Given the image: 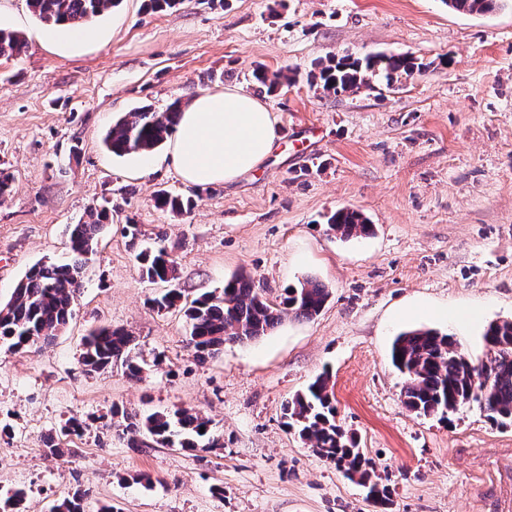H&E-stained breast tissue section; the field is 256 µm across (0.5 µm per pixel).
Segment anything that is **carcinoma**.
Here are the masks:
<instances>
[{"label":"carcinoma","instance_id":"carcinoma-1","mask_svg":"<svg viewBox=\"0 0 512 512\" xmlns=\"http://www.w3.org/2000/svg\"><path fill=\"white\" fill-rule=\"evenodd\" d=\"M31 12L45 25L62 22L84 25L102 16L120 0H27ZM448 7L468 14L492 11L499 0H445ZM27 48L22 33L0 28V57H15ZM422 70L415 59L404 55H367L363 58L343 56L320 64L323 90L341 93L367 85L374 78L387 82L408 78ZM181 102L175 101L162 113L141 109L119 118L107 132L104 144L115 156L144 154L162 145L177 125ZM156 207L175 214L188 213L194 206L190 197L162 191L155 196ZM109 220L105 208L93 207L87 219L72 225L68 247L70 260L64 263L32 267L17 283L11 297L0 303V343L14 351L45 343L66 328L72 306L82 284L87 256L95 252L98 239ZM330 229L343 237L367 235L372 225L359 211L343 208L327 218ZM142 275L150 282L163 283L167 291L152 300L162 310L176 305L182 296L178 288V269L167 250H143L136 256ZM264 289L249 275H238L224 284L221 294H204L192 300L186 310L190 323L189 345L204 361L224 351L227 344L244 345L272 333L290 313L311 319L323 309L329 292L309 278L299 286L287 288L281 301L264 297ZM485 360L474 363L458 350L452 336L430 328L400 333L394 339L391 364L405 378L403 387L406 407L423 416L441 420L471 402L480 405L487 418L498 425L512 423V321L490 324L484 332ZM135 338L121 328L102 327L87 336L80 354L88 373L121 365L132 381L143 377L144 361L135 351ZM334 394L327 373L318 375L306 391L295 395L285 407L288 426L312 442L320 458L333 463L368 489L372 503L385 509L389 505L386 486L375 480L374 464L358 448L353 437L336 424ZM112 417L118 418L120 436L131 448L142 447L147 439L155 446L182 449L222 448L220 436L211 429L210 419L187 409L156 411L142 418L117 406ZM90 427L85 420L69 419L60 434L50 435L45 452L55 457H72L75 449L63 439L80 437ZM88 490L75 489L55 503L51 512H84Z\"/></svg>","mask_w":512,"mask_h":512}]
</instances>
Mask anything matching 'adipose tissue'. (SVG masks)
<instances>
[{"mask_svg":"<svg viewBox=\"0 0 512 512\" xmlns=\"http://www.w3.org/2000/svg\"><path fill=\"white\" fill-rule=\"evenodd\" d=\"M278 133L267 106L242 89L196 95L173 131L170 163L194 187L234 181L259 167Z\"/></svg>","mask_w":512,"mask_h":512,"instance_id":"1","label":"adipose tissue"}]
</instances>
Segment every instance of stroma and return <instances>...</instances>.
Returning a JSON list of instances; mask_svg holds the SVG:
<instances>
[{
    "mask_svg": "<svg viewBox=\"0 0 512 512\" xmlns=\"http://www.w3.org/2000/svg\"><path fill=\"white\" fill-rule=\"evenodd\" d=\"M0 26L24 54L0 58V302L33 264L68 258L70 225L105 204L112 222L83 275L67 329L17 353L0 345V497L49 512L75 487L85 512H378L366 491L290 430L285 404L329 372L336 421L372 458L390 512H512V424L477 404L448 420L409 411L390 363L394 337L417 327L453 335L483 359L489 324L512 320V0L485 14L445 0H180L148 11L120 0L92 22L107 31L84 55L49 50L52 27L27 0H0ZM406 54L422 73L333 94L312 79L331 57ZM277 77L260 92L256 68ZM239 87L273 113L278 138L256 170L199 190L167 147L112 155L102 139L137 108ZM166 189L198 195L191 213L157 209ZM359 210L372 234L343 239L327 214ZM136 225L129 234L128 225ZM163 246L187 297L238 273L268 298L310 278L330 292L307 320L199 360L180 309L157 311L137 250ZM135 336L142 381L121 367L85 374L90 329ZM188 409L209 418L216 452L130 448L111 410ZM72 416L90 432L77 454L44 441Z\"/></svg>",
    "mask_w": 512,
    "mask_h": 512,
    "instance_id": "stroma-1",
    "label": "stroma"
}]
</instances>
